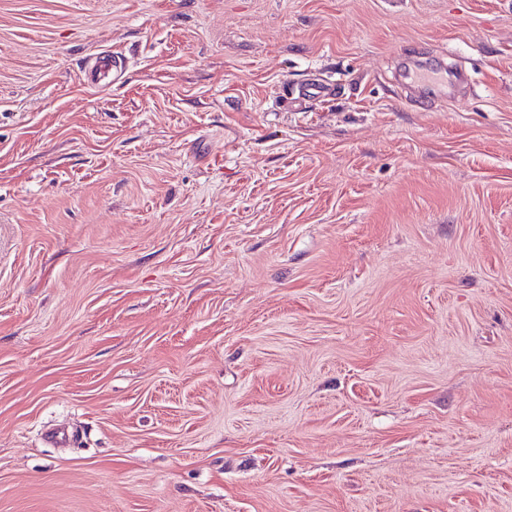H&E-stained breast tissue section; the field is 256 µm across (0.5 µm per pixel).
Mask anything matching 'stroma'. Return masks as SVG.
Instances as JSON below:
<instances>
[{"mask_svg": "<svg viewBox=\"0 0 512 512\" xmlns=\"http://www.w3.org/2000/svg\"><path fill=\"white\" fill-rule=\"evenodd\" d=\"M0 512H512V0H0ZM125 63L119 54L99 56L94 64L85 70V80L90 84L112 83L123 74ZM403 77L408 85L419 90L418 96L422 101L443 96L448 82L460 86L467 81L462 70H456L445 62L437 66L413 62L405 67Z\"/></svg>", "mask_w": 512, "mask_h": 512, "instance_id": "obj_1", "label": "stroma"}]
</instances>
